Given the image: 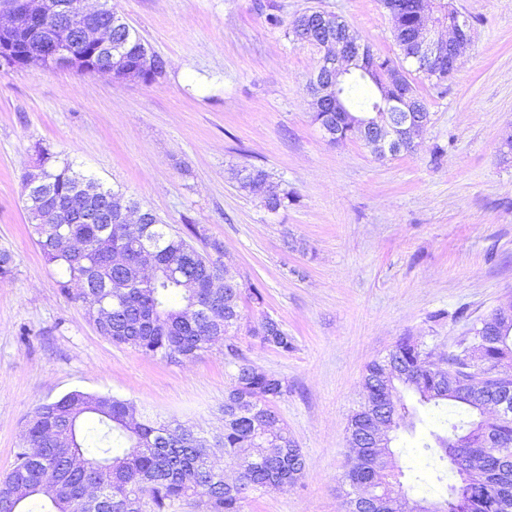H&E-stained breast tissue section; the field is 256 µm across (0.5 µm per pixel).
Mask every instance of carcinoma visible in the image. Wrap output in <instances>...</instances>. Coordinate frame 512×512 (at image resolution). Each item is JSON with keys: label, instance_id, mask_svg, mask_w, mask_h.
Returning <instances> with one entry per match:
<instances>
[{"label": "carcinoma", "instance_id": "cac0c4a2", "mask_svg": "<svg viewBox=\"0 0 512 512\" xmlns=\"http://www.w3.org/2000/svg\"><path fill=\"white\" fill-rule=\"evenodd\" d=\"M112 24V69L140 73L141 82L156 81L157 69L144 68L147 44L139 33L117 13L107 18ZM401 21L393 29L394 40L404 59L412 47ZM69 30L66 20L58 17L39 35L17 33L13 46L16 56L10 67H27L28 45L62 36ZM379 67L356 71L344 83L350 105L370 112L378 103L384 66L395 63L390 57H378ZM313 121L320 128L348 134L342 112H315ZM45 189L40 196L26 200L33 234L45 261L62 275L61 290L80 285V294L98 296L99 304L88 308V316L98 333L116 344L134 347L150 357L173 359L194 357L208 348L212 336L207 316L196 305V297L212 294L210 277L224 275V246L217 240L199 251L194 241L202 239L195 224L183 232H171L155 212L132 206L139 213V223H129L123 194L111 191L92 178L72 170L68 164L46 170ZM239 188L251 191L265 183L268 173L259 167L243 166L232 172ZM112 196L111 223H85L83 213L102 206V194ZM78 251L68 249V241ZM249 295L262 303L260 291L249 286L222 289L214 314L224 324L225 360L233 368L230 387L224 400V434L219 444L227 463L238 470V480H224V471L205 464L206 439L187 440L168 421L147 415L133 419L134 405L107 395L71 392L60 399L38 406L29 422L22 450L13 468L0 483V512H13L16 487L32 492L26 500L33 508L20 512H140L136 492H143L148 512H171L184 498L199 497L206 512H242L244 502L278 477L294 482L305 471L301 449L279 423L272 403L288 392L284 380L249 367L238 347L230 342V332L242 320L240 302ZM254 337L266 336L272 348L287 353L295 348L294 337L282 324L261 320L250 328ZM503 322L493 312L470 329V338L462 350L449 357L455 370L440 372L430 367L427 353L409 336L400 338L381 360L370 363L363 377L367 398L375 397L376 380L387 364L399 367L397 382L419 395L420 402L431 404L440 412V426H449L452 435L430 431L432 441L423 444L430 461L451 459L454 440L464 438L482 450L486 434L500 444L512 447V420L484 416L469 403L468 363L480 361L502 369L512 367V331L503 340ZM40 453L28 456V449ZM382 462L366 485L369 494L381 501L393 500L390 512H402L405 494L387 480ZM61 485L58 501H38V488L48 480ZM106 494V510H92L85 500L87 487ZM467 500L462 512H502L495 489L480 475L467 483L459 477L448 484L447 500L459 504Z\"/></svg>", "mask_w": 512, "mask_h": 512}]
</instances>
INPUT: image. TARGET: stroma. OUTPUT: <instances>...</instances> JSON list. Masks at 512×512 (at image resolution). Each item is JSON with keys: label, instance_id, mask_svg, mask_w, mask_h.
Returning <instances> with one entry per match:
<instances>
[{"label": "stroma", "instance_id": "1", "mask_svg": "<svg viewBox=\"0 0 512 512\" xmlns=\"http://www.w3.org/2000/svg\"><path fill=\"white\" fill-rule=\"evenodd\" d=\"M446 2L473 39L443 81L403 60L430 122L395 157L356 138L328 142L307 90L322 51L287 35L295 16L332 12L402 60L381 0H89L158 53L160 79L0 66V251L14 259L0 280V479L35 408L72 391L130 400L209 438L224 429L223 340L191 359L151 358L101 336L82 299L61 292L22 182L69 164L170 227L197 225L261 292L262 303L242 301L234 342L246 363L287 382L274 409L306 468L243 512H348L340 476L367 365L404 336L445 364L473 324L512 305V0ZM242 166L266 170V188L241 190L231 171ZM270 190L289 193L275 211L263 205ZM265 315L294 336L292 351L251 336ZM401 397L418 421L395 433L393 478L410 500H441L422 454L434 409Z\"/></svg>", "mask_w": 512, "mask_h": 512}]
</instances>
